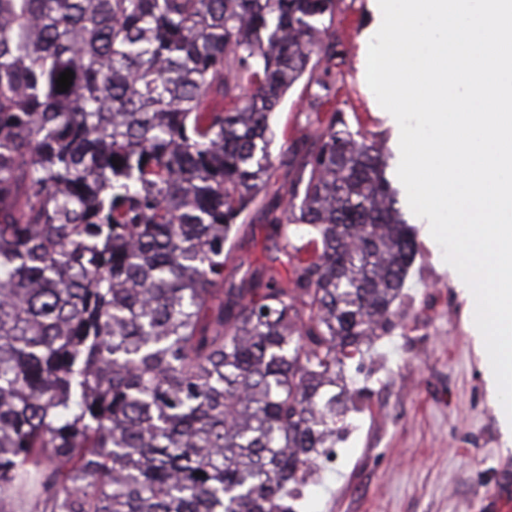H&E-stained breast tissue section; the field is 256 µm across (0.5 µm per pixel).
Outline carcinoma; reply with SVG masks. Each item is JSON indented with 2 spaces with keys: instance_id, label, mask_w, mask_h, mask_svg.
Returning <instances> with one entry per match:
<instances>
[{
  "instance_id": "cac0c4a2",
  "label": "carcinoma",
  "mask_w": 512,
  "mask_h": 512,
  "mask_svg": "<svg viewBox=\"0 0 512 512\" xmlns=\"http://www.w3.org/2000/svg\"><path fill=\"white\" fill-rule=\"evenodd\" d=\"M335 9L0 0V512H294L334 458L417 251L387 156L291 142L276 255L224 269Z\"/></svg>"
}]
</instances>
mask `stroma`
Segmentation results:
<instances>
[{
  "instance_id": "1",
  "label": "stroma",
  "mask_w": 512,
  "mask_h": 512,
  "mask_svg": "<svg viewBox=\"0 0 512 512\" xmlns=\"http://www.w3.org/2000/svg\"><path fill=\"white\" fill-rule=\"evenodd\" d=\"M378 0H336V59L299 81L273 116L275 131L312 136L333 111L368 140L385 141L388 178L400 161L399 126L364 78L368 45L378 30ZM326 82L333 97L320 111L312 93ZM418 251L400 300L401 323L379 339L354 373L366 397L347 415L338 464L312 468L317 486L297 512H497L512 496V431L494 408L496 386L473 326L474 297L447 264L427 220L406 213ZM262 208L247 215L225 283L239 282L274 255Z\"/></svg>"
}]
</instances>
